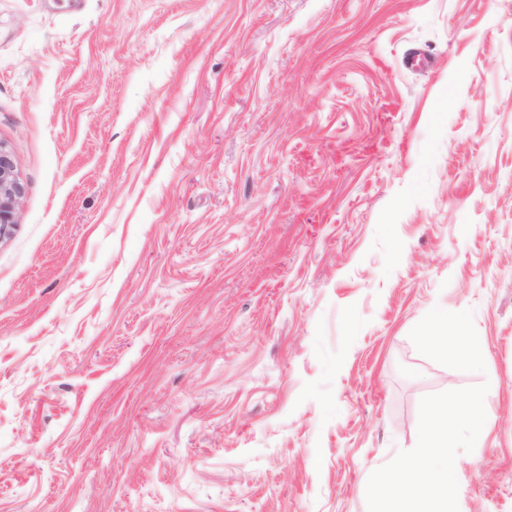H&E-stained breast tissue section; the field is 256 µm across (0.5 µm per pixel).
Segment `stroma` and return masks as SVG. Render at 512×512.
Segmentation results:
<instances>
[{
    "instance_id": "stroma-1",
    "label": "stroma",
    "mask_w": 512,
    "mask_h": 512,
    "mask_svg": "<svg viewBox=\"0 0 512 512\" xmlns=\"http://www.w3.org/2000/svg\"><path fill=\"white\" fill-rule=\"evenodd\" d=\"M0 143V512H512V0H0ZM22 194L11 153L0 144V238L15 224V209ZM448 323L455 324L454 332H448ZM460 336H463V343L460 342ZM419 339L427 350L439 355L448 363L449 367H455L461 362L457 354L459 344L465 347L468 362H479L485 350L484 338L477 335H466L463 319L457 315L448 316L447 312L435 313L430 329L419 336ZM480 403L481 396L479 394H475L472 397L470 408L463 413L455 414L453 417L456 424H459L461 421L468 422L473 429L475 441L481 444L484 438L486 437V432L480 430V422L478 419V409ZM443 403H429L420 446L370 489L368 512H456L452 510L460 476L455 470L457 440L448 431ZM387 505L390 511H379Z\"/></svg>"
}]
</instances>
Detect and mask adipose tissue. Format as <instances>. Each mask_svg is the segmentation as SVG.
Wrapping results in <instances>:
<instances>
[{
	"instance_id": "1",
	"label": "adipose tissue",
	"mask_w": 512,
	"mask_h": 512,
	"mask_svg": "<svg viewBox=\"0 0 512 512\" xmlns=\"http://www.w3.org/2000/svg\"><path fill=\"white\" fill-rule=\"evenodd\" d=\"M420 341L452 367L462 359L457 354L458 347H465V359L473 363L482 359L485 350L483 337L466 334L463 319L444 312L434 314ZM480 403V396H473L468 410L451 416L443 410L441 402H430L417 451L372 485V507L378 510L386 506L390 512H452L460 476L454 464L457 440L448 423L468 422L475 441H483L486 433L478 419Z\"/></svg>"
}]
</instances>
